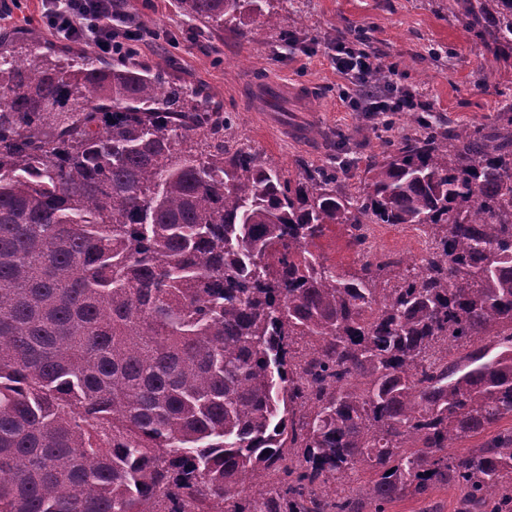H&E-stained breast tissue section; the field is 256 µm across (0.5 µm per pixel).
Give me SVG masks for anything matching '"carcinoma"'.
<instances>
[{
	"label": "carcinoma",
	"instance_id": "1",
	"mask_svg": "<svg viewBox=\"0 0 512 512\" xmlns=\"http://www.w3.org/2000/svg\"><path fill=\"white\" fill-rule=\"evenodd\" d=\"M449 2L512 59V0ZM269 3L177 7L222 30ZM409 128L355 188L293 177L160 70L0 35V512H386L442 484L512 512V104ZM330 224L436 247L349 274L310 249Z\"/></svg>",
	"mask_w": 512,
	"mask_h": 512
}]
</instances>
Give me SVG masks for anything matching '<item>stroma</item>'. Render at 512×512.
Masks as SVG:
<instances>
[{"label": "stroma", "mask_w": 512, "mask_h": 512, "mask_svg": "<svg viewBox=\"0 0 512 512\" xmlns=\"http://www.w3.org/2000/svg\"><path fill=\"white\" fill-rule=\"evenodd\" d=\"M41 0H20L0 19V33L55 39L41 17ZM132 16L168 30L170 40L142 46L139 63L165 69L171 81L199 93L211 110L236 124L240 146L286 172L319 165L344 148L355 165L349 182L358 185L366 165L382 152V138L364 113L344 108L340 81L330 56L337 34L363 35L366 48L381 55L398 86L415 90L421 106L445 128L494 126L498 112L512 104V62L485 51L448 0H271L282 29L295 32L294 45L279 31L259 24L215 31L180 16L176 0H128ZM268 78L309 89L308 109L282 103L276 126L263 118L255 82ZM301 126L294 134L292 126ZM313 249L329 265L352 272L357 257L342 226L330 225ZM457 487L441 485L428 501L403 498L388 512H458Z\"/></svg>", "instance_id": "obj_1"}]
</instances>
